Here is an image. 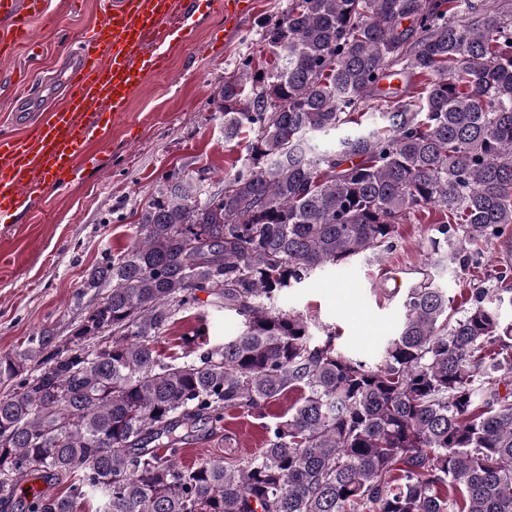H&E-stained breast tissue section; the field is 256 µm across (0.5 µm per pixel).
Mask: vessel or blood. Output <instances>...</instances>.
I'll use <instances>...</instances> for the list:
<instances>
[{
    "mask_svg": "<svg viewBox=\"0 0 512 512\" xmlns=\"http://www.w3.org/2000/svg\"><path fill=\"white\" fill-rule=\"evenodd\" d=\"M188 7L187 0H106L101 21L57 71L59 102L46 107L32 95L16 103L13 118L25 131L0 135L1 203L23 207L45 195L49 175L72 168L79 146L101 140L93 119L100 107L124 116L143 81L166 69L168 19ZM48 12L49 0H0V45L24 42L40 52L29 29Z\"/></svg>",
    "mask_w": 512,
    "mask_h": 512,
    "instance_id": "vessel-or-blood-1",
    "label": "vessel or blood"
}]
</instances>
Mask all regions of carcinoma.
<instances>
[{
    "label": "carcinoma",
    "mask_w": 512,
    "mask_h": 512,
    "mask_svg": "<svg viewBox=\"0 0 512 512\" xmlns=\"http://www.w3.org/2000/svg\"><path fill=\"white\" fill-rule=\"evenodd\" d=\"M261 35L274 63L243 57L218 91L224 139L253 133L241 165L167 175L131 245L86 275L105 293L69 335L0 356V506L38 474L66 491L28 512H512V323L483 295L461 309L431 280L408 289L374 365L276 306L323 267L381 257L414 211L440 216L433 243L462 262L512 241V10L288 0ZM372 101L383 125L320 147ZM200 308L241 330L159 358ZM286 393L258 454L181 463L199 424ZM196 312L197 310L184 314L186 318L172 325L171 329L157 340L155 347L162 357H182L195 347L192 344L195 338L192 337V331L198 323L194 315Z\"/></svg>",
    "instance_id": "carcinoma-1"
}]
</instances>
